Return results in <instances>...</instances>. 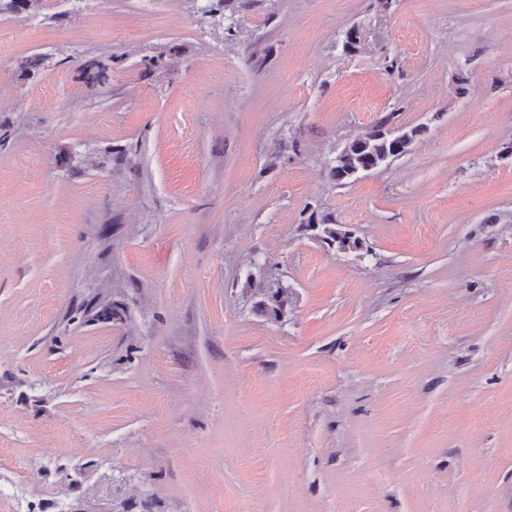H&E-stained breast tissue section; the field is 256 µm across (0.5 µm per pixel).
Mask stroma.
Instances as JSON below:
<instances>
[{"label": "stroma", "mask_w": 512, "mask_h": 512, "mask_svg": "<svg viewBox=\"0 0 512 512\" xmlns=\"http://www.w3.org/2000/svg\"><path fill=\"white\" fill-rule=\"evenodd\" d=\"M234 22L0 12V512H512V0ZM387 121V118H380L366 133L344 148L335 158L334 165L328 170L330 180L339 183L351 179L352 176L363 172L366 168H378L403 154L413 138L420 132L419 129H412L410 132L401 134L404 142L399 148L394 138L382 130Z\"/></svg>", "instance_id": "1"}]
</instances>
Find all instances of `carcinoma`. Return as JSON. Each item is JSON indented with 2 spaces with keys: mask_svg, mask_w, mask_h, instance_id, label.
Instances as JSON below:
<instances>
[{
  "mask_svg": "<svg viewBox=\"0 0 512 512\" xmlns=\"http://www.w3.org/2000/svg\"><path fill=\"white\" fill-rule=\"evenodd\" d=\"M238 2L239 0H208L206 13L229 33L231 29L224 25V21L233 19ZM386 124V118L379 119L366 133L349 143L329 168V179L339 183L351 179L366 168L381 166L403 154L419 133L417 129L403 133L404 142L399 146L392 136L382 130Z\"/></svg>",
  "mask_w": 512,
  "mask_h": 512,
  "instance_id": "obj_1",
  "label": "carcinoma"
}]
</instances>
